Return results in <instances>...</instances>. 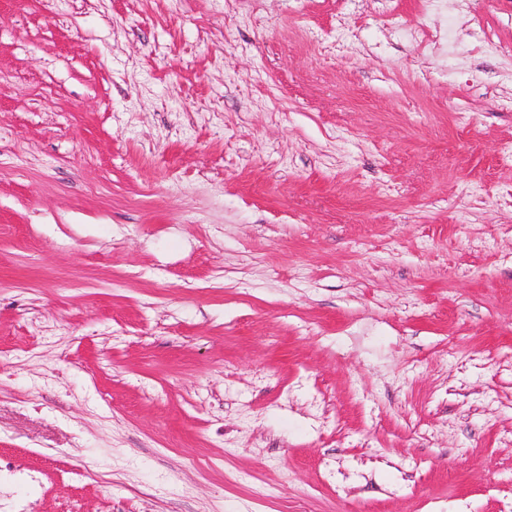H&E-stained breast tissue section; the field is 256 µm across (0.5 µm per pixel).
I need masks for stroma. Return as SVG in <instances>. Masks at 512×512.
I'll list each match as a JSON object with an SVG mask.
<instances>
[{"mask_svg": "<svg viewBox=\"0 0 512 512\" xmlns=\"http://www.w3.org/2000/svg\"><path fill=\"white\" fill-rule=\"evenodd\" d=\"M512 0H0V505L512 512Z\"/></svg>", "mask_w": 512, "mask_h": 512, "instance_id": "35a3bbf8", "label": "stroma"}]
</instances>
